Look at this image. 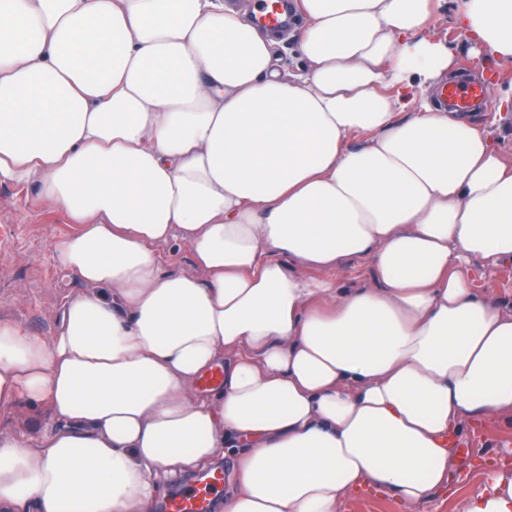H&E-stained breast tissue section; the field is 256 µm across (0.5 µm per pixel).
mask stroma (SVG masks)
I'll list each match as a JSON object with an SVG mask.
<instances>
[{"mask_svg": "<svg viewBox=\"0 0 512 512\" xmlns=\"http://www.w3.org/2000/svg\"><path fill=\"white\" fill-rule=\"evenodd\" d=\"M455 0H443L430 17L425 33L452 48L450 70L455 80L488 82L491 93L485 105L466 112V119L495 138L506 159H512V108L498 103L512 90V61L487 53L473 54L468 35L456 20ZM35 185H0V320L22 330L52 337L55 310L64 295L81 285L62 271L54 245L76 227L58 210L44 208ZM475 292L500 307L512 309V259L492 262L473 259L464 266ZM512 467V423L483 422L465 428L449 465L455 496L434 494L415 512H461L462 502L485 480L494 465Z\"/></svg>", "mask_w": 512, "mask_h": 512, "instance_id": "35a3bbf8", "label": "stroma"}]
</instances>
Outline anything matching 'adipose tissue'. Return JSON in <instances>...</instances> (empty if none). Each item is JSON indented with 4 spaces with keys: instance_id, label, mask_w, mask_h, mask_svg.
<instances>
[{
    "instance_id": "ef3b65f1",
    "label": "adipose tissue",
    "mask_w": 512,
    "mask_h": 512,
    "mask_svg": "<svg viewBox=\"0 0 512 512\" xmlns=\"http://www.w3.org/2000/svg\"><path fill=\"white\" fill-rule=\"evenodd\" d=\"M436 2L294 0L285 75L224 0H0V184L76 224L55 257L84 286L52 338L0 321V411L52 418L0 429V512H153L229 448L224 512H340L367 485L415 512L465 426L512 421V311L462 270L512 258V166L455 113L397 117L452 63ZM459 20L512 59V0ZM177 235L195 273L163 267ZM351 258L375 285L311 275ZM463 512H512V469Z\"/></svg>"
}]
</instances>
